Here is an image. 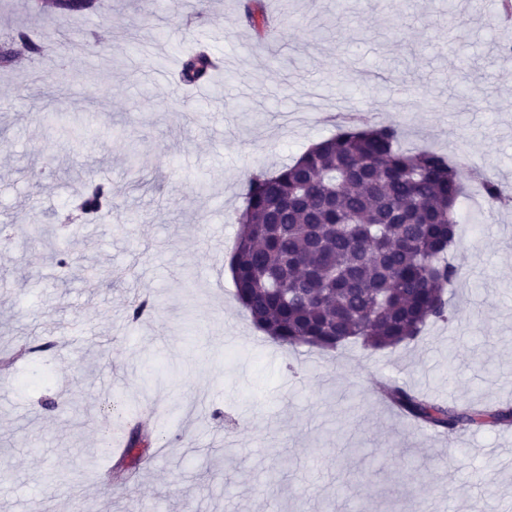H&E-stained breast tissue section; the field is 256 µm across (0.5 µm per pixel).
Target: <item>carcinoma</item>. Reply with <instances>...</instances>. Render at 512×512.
I'll use <instances>...</instances> for the list:
<instances>
[{
	"instance_id": "obj_1",
	"label": "carcinoma",
	"mask_w": 512,
	"mask_h": 512,
	"mask_svg": "<svg viewBox=\"0 0 512 512\" xmlns=\"http://www.w3.org/2000/svg\"><path fill=\"white\" fill-rule=\"evenodd\" d=\"M243 19L258 38L268 35L263 0H246ZM217 70L218 58L200 45L182 58L178 78L192 85ZM399 140L393 123L342 124L295 161L246 182L230 269L237 300L277 344L325 351L359 341L381 350L447 318V290L461 275L447 254L465 189L445 156L404 150ZM481 187L491 207L512 197L492 179ZM111 203L112 187L91 182L77 209L97 215ZM152 307L135 300L130 321ZM377 393L450 435L512 425L509 404L439 403L387 380Z\"/></svg>"
}]
</instances>
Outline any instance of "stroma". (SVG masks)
<instances>
[{
	"label": "stroma",
	"mask_w": 512,
	"mask_h": 512,
	"mask_svg": "<svg viewBox=\"0 0 512 512\" xmlns=\"http://www.w3.org/2000/svg\"><path fill=\"white\" fill-rule=\"evenodd\" d=\"M265 2L280 24L260 43L243 0H184L178 14L98 0L52 18L0 0V42L22 30L53 43L0 71V351L51 346L0 371V512H512V454L498 452L512 427L447 435L374 390L385 378L512 405V207L475 213L476 232L459 225L447 320L394 348L280 347L229 271L246 180L332 136L328 112L398 124L403 148L511 187L512 61L497 46L512 26L464 4L449 22L445 0H346L341 14L336 0ZM148 11L154 26L138 28ZM201 38L224 58L211 97L149 78ZM49 101L95 147L40 121ZM101 179L111 220L60 225ZM137 297L153 309L131 325ZM129 397L158 415L140 428L150 463L120 485L96 472L116 461L100 451L103 407Z\"/></svg>",
	"instance_id": "obj_1"
}]
</instances>
